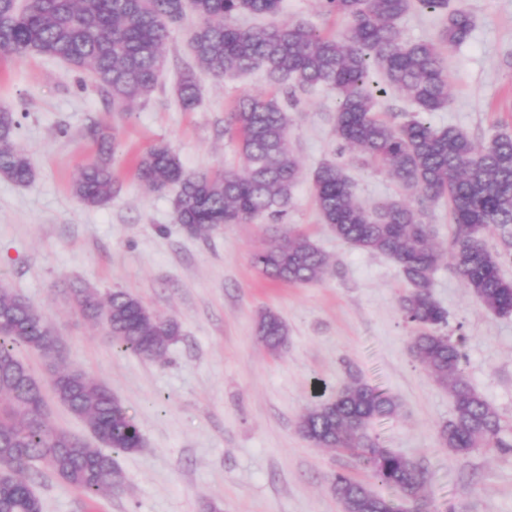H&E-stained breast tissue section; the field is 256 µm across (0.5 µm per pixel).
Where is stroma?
Segmentation results:
<instances>
[{
  "instance_id": "35a3bbf8",
  "label": "stroma",
  "mask_w": 512,
  "mask_h": 512,
  "mask_svg": "<svg viewBox=\"0 0 512 512\" xmlns=\"http://www.w3.org/2000/svg\"><path fill=\"white\" fill-rule=\"evenodd\" d=\"M462 4L475 25L465 43L446 51L451 101L428 120L481 143L512 130V68L504 63L512 53V0ZM276 20L338 34L349 25L323 15L318 0H282ZM165 56L151 97L116 112L87 75L55 59L0 55V107L18 113L17 143L36 172L27 186L0 179V282L53 327L63 364L112 389L145 441L119 457L121 486L93 499L42 470L34 486L43 512H342L332 474L363 482L368 475L355 456L312 445L297 421L314 379L338 387L352 370L400 402V413L377 419L372 433L428 468L433 512H512V452L483 448L455 457L438 442L437 425L452 416L453 399L410 351L398 310L407 289L399 266L337 239L316 209L311 174L337 158L360 200L403 196L384 172L341 151L338 92L299 89L282 99L289 147L301 163L285 224L263 216L196 237L176 221V189L154 193L136 179L137 155L164 143L191 173L240 168L224 132L229 113L239 97L278 87L261 72L203 74L199 102L186 112L175 93L190 60L185 32L172 35ZM95 123L117 133L112 169L121 189L90 209L70 183L96 151L88 135ZM285 226L309 234L328 256L322 281L275 283L253 267V253ZM85 284L103 296L128 291L176 320L180 334L165 356L153 361L113 347L73 304L71 289ZM432 294L448 312V334L465 338L470 383L511 434L512 315L485 310L444 262ZM266 308L289 331L275 356L255 332Z\"/></svg>"
}]
</instances>
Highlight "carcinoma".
Masks as SVG:
<instances>
[{"label": "carcinoma", "instance_id": "obj_1", "mask_svg": "<svg viewBox=\"0 0 512 512\" xmlns=\"http://www.w3.org/2000/svg\"><path fill=\"white\" fill-rule=\"evenodd\" d=\"M329 14L349 19L345 32L331 36L301 23L243 29L240 15L276 16L281 0H0V52L24 59L55 58L89 74L115 112H128L150 98L164 68V46L187 15L197 23L189 46L193 64L184 67L176 87L181 106L191 109L199 96L198 74L219 79L261 69L277 85L290 82L308 90L330 86L340 92L336 140L364 160L377 163L420 204L445 200L453 224L448 248L435 242L424 209L395 198L369 205L356 195L346 167L320 163L312 174L314 198L323 223L353 247L382 254L401 268L408 290L399 311L412 328L410 349L454 400L451 418L437 427L442 447L455 456L478 448H509L495 408L466 380L461 340L442 332L447 312L433 299L437 266L448 255L452 272L487 311L512 314V280L501 267L512 262V133L499 132L478 146L467 135L435 127L425 115L448 106L450 80L444 49L464 43L474 21L461 0H319ZM410 11L432 14L444 25L436 39L403 40L400 19ZM394 89L414 106L400 123L376 115L381 98ZM20 121L0 108V179L19 185L34 181L27 153L16 144ZM228 131L238 143L243 168L224 173L188 174L179 156L156 144L138 159L137 178L153 192L180 189L177 222L190 234L207 236L219 224H246L267 215H286L301 170L288 146V118L276 97L244 96L229 113ZM95 159L75 174L71 191L87 208L112 200L119 184L112 172L115 134L91 130ZM499 238L501 248L488 246ZM266 278L288 284L315 283L328 258L303 233L283 230L252 257ZM88 319L102 325L113 345L160 360L179 336L171 318H161L136 296L114 290L105 299L96 289L73 290ZM257 334L272 353L288 343V327L272 310L260 312ZM50 326L39 311L12 289L0 285V512H41L32 471L44 467L88 495L123 481L117 458L144 447L135 419L112 389L83 370L64 365L53 379L54 397L81 419L93 441L54 430L46 401L24 349L53 356ZM400 411V404L359 375L335 393L313 395L300 415L298 432L319 448L355 455L370 478L394 488L401 502L381 497L365 483L338 472L332 490L343 512H402L406 504L430 500L429 471L417 461L386 448L372 434L373 422Z\"/></svg>", "mask_w": 512, "mask_h": 512}]
</instances>
